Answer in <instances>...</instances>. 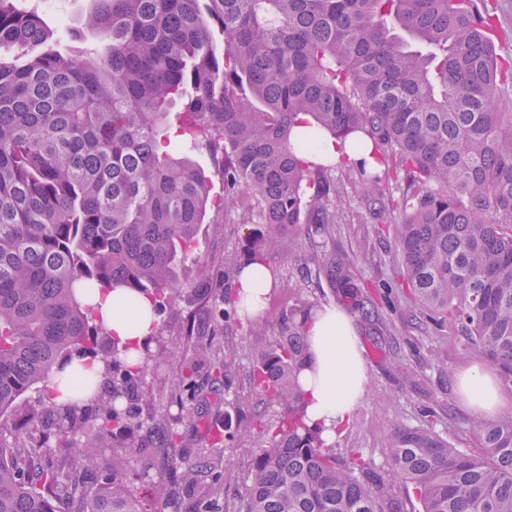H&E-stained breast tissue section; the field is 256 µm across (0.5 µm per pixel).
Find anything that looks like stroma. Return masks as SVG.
I'll use <instances>...</instances> for the list:
<instances>
[{"label":"stroma","instance_id":"obj_1","mask_svg":"<svg viewBox=\"0 0 512 512\" xmlns=\"http://www.w3.org/2000/svg\"><path fill=\"white\" fill-rule=\"evenodd\" d=\"M208 224L202 225L199 243L211 262L213 278L203 295L185 292L176 302L165 305L159 315L163 325L160 335L151 340L152 355L164 358V370H148L143 388L153 402L143 411L144 426L139 440L155 447L167 439L171 429H178V449L187 461H195L208 446L206 428L234 427L250 415L274 420L273 407L257 395L249 383L250 355L271 348L279 332L283 311L299 306H336V298L325 281L310 274L320 249L308 237H301L298 249L281 248L271 265L277 285L273 288L263 313L243 315L239 320L225 322L224 253L240 248L247 237L263 228L261 220L245 224L239 211L213 212ZM392 239L384 220L371 217L358 202H350L343 224L336 227V248L352 254L361 251L357 269L361 276L377 285L388 287L391 302L379 310L381 335L370 333L367 324H359V339L367 367L368 384L353 414L351 424L336 437L332 446L337 455L345 457L353 451L362 452L375 462H382L383 443L395 421L419 424L425 409L441 410L438 430L447 434L452 447L471 454H481V442L472 427V416L464 407L457 391L458 373L472 365H482L480 356L470 351L464 341L423 325L415 315L410 300L391 283L396 272L388 262ZM262 325V335H252L253 325ZM210 329L211 347L223 353L225 342L239 345L233 390L241 408H225L224 385L213 381L206 372L195 373L197 425H174L176 407L170 401L176 375L190 370L193 343L186 334L187 326ZM259 439L233 443L224 451L222 498L234 504L242 482L247 476Z\"/></svg>","mask_w":512,"mask_h":512}]
</instances>
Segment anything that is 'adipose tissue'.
<instances>
[{"mask_svg": "<svg viewBox=\"0 0 512 512\" xmlns=\"http://www.w3.org/2000/svg\"><path fill=\"white\" fill-rule=\"evenodd\" d=\"M304 141L301 157L317 164L324 159L340 162L361 161L364 150L353 139L339 143L323 142L312 147L311 128L297 130ZM91 303L98 311L100 323L108 337L117 345H143L150 340L155 318L151 303L126 289L95 292ZM309 356L300 373L305 394L307 425L320 427L325 441H333L338 430L350 423L354 409L364 395L366 367L355 320L337 307L315 310L307 324ZM459 391L473 416L494 418L501 409L503 396L496 380L487 372L474 368L459 380Z\"/></svg>", "mask_w": 512, "mask_h": 512, "instance_id": "adipose-tissue-1", "label": "adipose tissue"}]
</instances>
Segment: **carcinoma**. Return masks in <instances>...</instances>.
Listing matches in <instances>:
<instances>
[{
	"label": "carcinoma",
	"mask_w": 512,
	"mask_h": 512,
	"mask_svg": "<svg viewBox=\"0 0 512 512\" xmlns=\"http://www.w3.org/2000/svg\"><path fill=\"white\" fill-rule=\"evenodd\" d=\"M84 26L98 48L68 56L37 12L0 0V419L62 362L97 358L94 307L78 290L125 288L158 308L187 288L177 277L186 261L206 281L198 234L208 209L247 195L249 217L265 220L224 253L226 323L244 310L247 264L268 265L285 239L293 248L302 224L311 240L331 238L346 194L330 175L336 164L298 156L301 125L324 140L366 138L373 164H351L354 191L378 216L399 213L400 286L435 329L449 327L512 382V111L501 106L512 60L495 53L507 32L486 0H94ZM187 89L173 126L169 109ZM202 147L222 196L190 156ZM400 174L405 188L385 201L382 183ZM321 275L356 320L374 321L355 259L326 249ZM313 310L285 313L275 348L250 368L278 420L215 436L202 466L179 459L175 432L165 448L104 452L113 429L143 427L122 402L162 366L147 348L112 347L100 358L112 383L85 367L45 394L62 413L53 436L70 473L50 466L60 450L47 435L28 455L0 445V512H147L149 499L156 512H219L218 446L251 434L262 446L233 512H404L397 481L413 486L422 512H512V412L475 421L474 456L448 444L428 408L425 424L389 433L383 467L339 457L305 424L299 373ZM194 356L230 393L237 348L219 358L200 335ZM194 388L182 374L171 398L190 424L182 392ZM92 390L111 405L89 418L82 396ZM149 453L167 459L168 478L135 471L134 457Z\"/></svg>",
	"instance_id": "obj_1"
}]
</instances>
